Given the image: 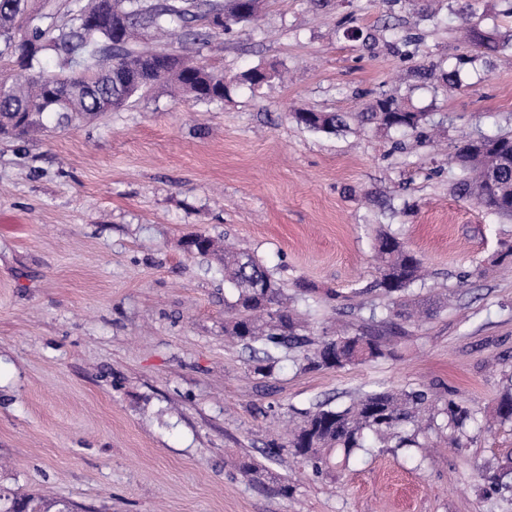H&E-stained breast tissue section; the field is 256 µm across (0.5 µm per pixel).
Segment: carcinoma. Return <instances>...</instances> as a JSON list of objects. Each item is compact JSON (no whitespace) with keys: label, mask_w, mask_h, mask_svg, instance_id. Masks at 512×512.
<instances>
[{"label":"carcinoma","mask_w":512,"mask_h":512,"mask_svg":"<svg viewBox=\"0 0 512 512\" xmlns=\"http://www.w3.org/2000/svg\"><path fill=\"white\" fill-rule=\"evenodd\" d=\"M257 14L242 15L237 0H70L67 23L59 26L48 3L37 0H0V57L15 59L23 75L0 82V136L23 138L44 126L53 114L67 126L100 112L101 103L124 106L131 98L157 84L173 95H188L201 103L224 100L232 88L255 89L263 82L252 73L255 66L234 77L204 66H191L177 55L134 47L141 32L152 31L158 39L175 34L176 26L193 19L206 22L205 30L192 38L201 49L217 35L233 33L252 22ZM392 46L404 61L419 53L411 36H392ZM465 41L490 52L500 48L492 36L474 28ZM52 51L60 58V70L40 69V56ZM428 115L403 106L393 94H385L365 112H319L308 128L334 133L355 123L383 130L422 132ZM467 160L459 165L462 177L458 192L502 216L512 218V132L499 134L478 147L467 140L455 152ZM194 255L218 256L224 283L231 289L230 307L236 316L224 324V335L263 354L264 364L255 373L266 375L277 362L280 348L309 347L304 368H343L356 363L395 356L388 336L402 332L401 322L430 314L441 301L416 299L412 286L422 278V262L394 234L380 237L376 246L379 280L391 301L379 328L355 333L324 332L315 341L304 334L305 325L288 309V297L253 254L230 244L224 246L205 234L192 235ZM512 421V387L495 401L492 415L481 411L438 384L400 390L366 391L349 405H319L304 413L289 429L291 454L311 466L318 475L343 467L354 450L366 447L368 437L396 448H420L418 436L433 433L446 438L448 446L466 448L469 427ZM512 457L493 473L481 475L482 496L512 504Z\"/></svg>","instance_id":"cac0c4a2"}]
</instances>
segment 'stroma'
<instances>
[{
    "label": "stroma",
    "mask_w": 512,
    "mask_h": 512,
    "mask_svg": "<svg viewBox=\"0 0 512 512\" xmlns=\"http://www.w3.org/2000/svg\"><path fill=\"white\" fill-rule=\"evenodd\" d=\"M424 6L261 0L255 23L186 60L287 80L209 105L157 85L76 126L50 117L0 139V512L43 495L76 512H499L477 468L512 453V422L431 454L377 443L329 477L268 454L322 403L434 383L483 409L512 374V219L459 196L449 162L464 140L512 130V51L460 38L469 24L512 39V7L433 0L425 20ZM348 14L374 47L337 34ZM389 23L420 38L418 63L471 57L461 84L418 86L385 46ZM385 92L430 113L424 134L292 118ZM385 232L423 261L415 294L446 307L407 325L398 358L305 371L297 348L265 377L224 339L220 264L182 247L205 233L253 253L317 337L387 307L374 262Z\"/></svg>",
    "instance_id": "1"
}]
</instances>
